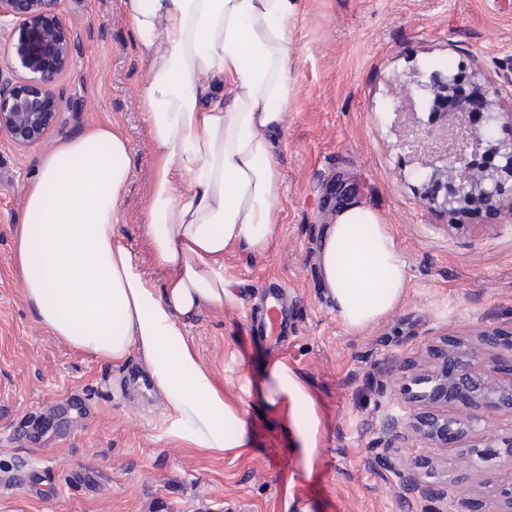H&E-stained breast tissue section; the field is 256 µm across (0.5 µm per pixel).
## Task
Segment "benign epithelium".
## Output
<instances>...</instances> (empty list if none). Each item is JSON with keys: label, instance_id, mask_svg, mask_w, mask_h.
<instances>
[{"label": "benign epithelium", "instance_id": "7a95c632", "mask_svg": "<svg viewBox=\"0 0 512 512\" xmlns=\"http://www.w3.org/2000/svg\"><path fill=\"white\" fill-rule=\"evenodd\" d=\"M58 0H0V25L7 19L19 31L17 55L21 71L0 68V136L19 150L45 143L62 108L77 102L56 88L57 77L73 59L78 40L56 11ZM459 75L433 73L427 83L406 81V92L416 89L432 96L427 120L419 123L405 146L428 160L430 179L445 180L441 202L450 226L473 207L501 211L507 182H512V141L496 136L500 120L512 125V108L499 107L502 97L512 100V61L498 67L495 76L478 69L471 82L478 89L467 94ZM480 346L448 344L443 360L418 380L423 389L411 394L421 411L401 421L414 435L443 444L462 441L479 432L469 409L483 405L512 411V380L496 379L481 356V348L499 345L497 329L478 332ZM458 404L450 418L432 409L437 403Z\"/></svg>", "mask_w": 512, "mask_h": 512}]
</instances>
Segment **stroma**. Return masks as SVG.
Masks as SVG:
<instances>
[{
    "instance_id": "1",
    "label": "stroma",
    "mask_w": 512,
    "mask_h": 512,
    "mask_svg": "<svg viewBox=\"0 0 512 512\" xmlns=\"http://www.w3.org/2000/svg\"><path fill=\"white\" fill-rule=\"evenodd\" d=\"M78 34L57 78L79 99L45 145L0 138V512H493L512 464L466 442L401 439L404 386L433 363L441 339L512 331V221L476 212L448 224L421 159L404 146L418 117L402 85L432 72L470 76L512 59V0H300L290 27L292 93L276 138L278 223L263 251L224 252L229 294L202 307L187 340L236 406L248 447L216 455L173 437L165 401L137 353L120 363L77 353L37 321L12 262L24 188L40 158L89 125L111 122L131 149L116 230L140 255L155 148L142 89L148 64L132 46L120 0H59ZM337 205L365 203L385 219L407 266L396 307L361 330L339 319L319 271ZM283 285L294 331L270 351L247 327L265 286ZM287 366L308 397L316 447L303 455L289 399L266 397L265 372ZM422 488L405 492L407 481Z\"/></svg>"
}]
</instances>
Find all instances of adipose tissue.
Wrapping results in <instances>:
<instances>
[{
	"instance_id": "adipose-tissue-1",
	"label": "adipose tissue",
	"mask_w": 512,
	"mask_h": 512,
	"mask_svg": "<svg viewBox=\"0 0 512 512\" xmlns=\"http://www.w3.org/2000/svg\"><path fill=\"white\" fill-rule=\"evenodd\" d=\"M147 60L143 96L155 145L144 223L156 283L115 230L129 183L130 147L98 124L41 157L25 194L12 256L40 324L72 350L145 361L166 399L175 437L211 453L246 444L186 339L205 305L223 304L224 251L265 249L277 223L274 156L292 92L289 23L298 0H123ZM364 235H355V227ZM320 269L348 328L376 322L400 300L405 262L388 224L358 202L337 209Z\"/></svg>"
}]
</instances>
